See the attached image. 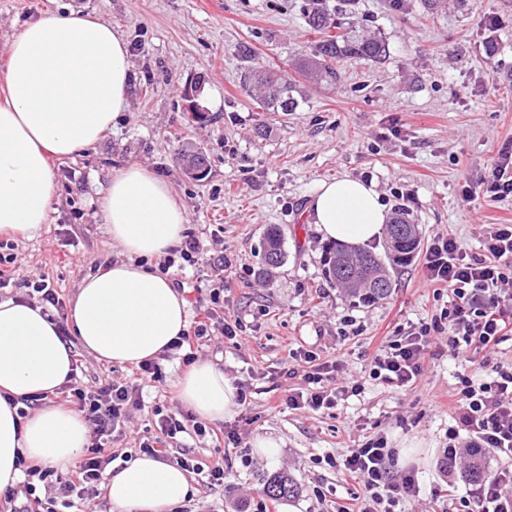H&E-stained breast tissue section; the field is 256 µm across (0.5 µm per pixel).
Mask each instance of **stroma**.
Returning <instances> with one entry per match:
<instances>
[{
	"label": "stroma",
	"instance_id": "stroma-1",
	"mask_svg": "<svg viewBox=\"0 0 512 512\" xmlns=\"http://www.w3.org/2000/svg\"><path fill=\"white\" fill-rule=\"evenodd\" d=\"M306 0H0V69L9 38L45 11L69 7L95 14L127 41L131 55L128 106L91 149L55 162L57 191L49 222L20 239V274L46 276L64 300L80 281L120 255L100 209L112 173L137 163L171 185L187 212V231L205 247L223 249L224 309L238 315V341L212 334L198 352L246 385L247 400L223 426L240 438L222 451L209 436L179 438L196 459L223 457L234 475L231 492L190 478L193 496L174 512H253L276 475L298 491L280 512H336L356 489L323 464L369 438L387 437L400 464H410L421 492L401 502L420 512L437 478L435 461L448 444L450 395L476 364L450 355L444 339L427 353L410 387L369 378V357L386 340L430 321L444 306L423 280V257L390 270L392 294L373 303L349 296L328 277L326 243L309 207L321 182L348 175L373 183L399 213L398 193L413 197L407 215L422 242L450 235L478 252L490 225L512 224V197L467 201L464 180L487 176L498 149L512 140V0H325V33L385 42V59L338 60L330 84L298 71L322 34L311 30ZM497 16L487 30V15ZM249 56H241L240 46ZM287 74L297 107L275 112L244 80L252 69ZM200 84L205 109L195 119L183 97ZM188 150L208 160L204 179L188 178ZM277 230L284 253L266 272L263 239ZM321 361L342 360L361 395L318 413L288 408L295 349ZM280 441L277 457L256 454L253 441Z\"/></svg>",
	"mask_w": 512,
	"mask_h": 512
}]
</instances>
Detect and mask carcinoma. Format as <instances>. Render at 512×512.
Segmentation results:
<instances>
[{"label":"carcinoma","instance_id":"carcinoma-1","mask_svg":"<svg viewBox=\"0 0 512 512\" xmlns=\"http://www.w3.org/2000/svg\"><path fill=\"white\" fill-rule=\"evenodd\" d=\"M308 24L311 28L321 31L325 29V11L309 0ZM387 49L384 42L376 39H356L345 35H328L313 50V56L303 62L307 72L327 82L335 83L340 74L331 63L346 57H365L382 59ZM247 82L260 86L265 90L264 106L272 110L288 112L292 110L294 101L288 96L291 83L280 70L257 69L245 75ZM389 250L393 254L392 263L403 266L413 258L420 243L417 225L399 217L388 228ZM344 245L338 243L329 248L328 272L336 283L343 285L354 298L367 302H375L388 298L392 293V282L386 274L381 258L371 252L360 254L343 253ZM276 266L282 262L283 251L280 235L272 230L265 236L264 259L272 257ZM296 490V483L291 478L278 477L271 480L264 493L272 498H283Z\"/></svg>","mask_w":512,"mask_h":512}]
</instances>
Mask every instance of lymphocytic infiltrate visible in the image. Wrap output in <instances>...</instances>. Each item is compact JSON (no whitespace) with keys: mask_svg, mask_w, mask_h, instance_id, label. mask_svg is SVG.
Segmentation results:
<instances>
[{"mask_svg":"<svg viewBox=\"0 0 512 512\" xmlns=\"http://www.w3.org/2000/svg\"><path fill=\"white\" fill-rule=\"evenodd\" d=\"M190 267L223 272L224 256H211L200 239L185 234L159 263L166 272L176 261ZM10 255L0 254V290L14 289L26 299H37L52 308L58 329H65V303L57 289L46 280L19 275ZM424 279L429 286L448 292V305L431 322L421 323L407 335L387 341L372 355L368 368L371 378L396 387L413 386L421 373L434 336L444 333L455 356L478 363L485 373L483 382L461 379L452 395L454 424L448 429V446L437 457L435 468L440 482L430 491L431 502L447 503L450 512H512V364L493 361L499 345L512 337V224H497L487 230L483 251L468 253L454 237H436L425 252ZM228 340L242 330L241 320L224 313V285L216 283L209 292V303L197 309L192 322L167 347V354L181 353L184 365L196 361L195 351L211 331ZM300 361L307 370L288 369L289 377H301L303 388L288 396L292 409L319 411L332 408L341 396L360 394L359 381L347 379L331 387L340 362L317 363L306 351ZM81 358H73L72 372L60 389L61 406L79 412L91 429V440L82 460L67 476L35 460L19 458L23 481L5 490L0 497L9 512H58L59 508L89 507L100 496L105 472L121 458L114 440L133 436L141 452L160 457L167 445L182 434H205L206 428L189 412L165 410L155 405L153 427L132 430V418L144 407L146 385L164 384L161 364L151 360L132 367L125 379L102 378L87 383L80 376ZM496 461L497 467L481 481L459 493L455 478L464 474L470 459ZM324 462L339 469L362 489L354 507L342 512H396L400 502L418 497L420 490L414 472L400 469L396 451L386 438L376 436L349 449L344 458L325 457Z\"/></svg>","mask_w":512,"mask_h":512,"instance_id":"obj_1","label":"lymphocytic infiltrate"}]
</instances>
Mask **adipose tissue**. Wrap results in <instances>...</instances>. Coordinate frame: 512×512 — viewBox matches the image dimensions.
<instances>
[{"label":"adipose tissue","mask_w":512,"mask_h":512,"mask_svg":"<svg viewBox=\"0 0 512 512\" xmlns=\"http://www.w3.org/2000/svg\"><path fill=\"white\" fill-rule=\"evenodd\" d=\"M0 71V229L24 236L49 219L56 193L53 161L95 144L127 107L130 53L111 25L74 10L49 12L11 37ZM323 239L362 245L379 238L388 214L373 184L350 177L322 182L310 205ZM102 213L122 257L83 278L59 333L40 307L0 301V392L54 393L71 370L74 336L98 359L135 365L154 359L187 326L186 302L170 280L143 266L178 244L187 222L172 187L128 165L105 190ZM179 403L200 419L234 413L237 389L208 361L178 383ZM89 444L79 412L45 405L20 416L0 399V491L22 479L18 456L64 472ZM112 512H169L191 485L178 465L138 455L107 476Z\"/></svg>","instance_id":"ef3b65f1"}]
</instances>
